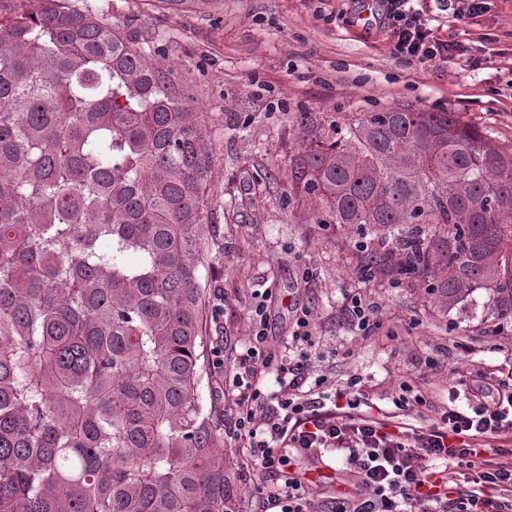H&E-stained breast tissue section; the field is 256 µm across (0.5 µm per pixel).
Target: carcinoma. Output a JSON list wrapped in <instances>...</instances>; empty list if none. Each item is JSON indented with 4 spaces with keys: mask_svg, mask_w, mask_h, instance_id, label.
<instances>
[{
    "mask_svg": "<svg viewBox=\"0 0 512 512\" xmlns=\"http://www.w3.org/2000/svg\"><path fill=\"white\" fill-rule=\"evenodd\" d=\"M37 3L0 0V512H228L206 117L98 14ZM293 123L303 223L391 244L363 273L430 280L450 318L512 320V145L402 103Z\"/></svg>",
    "mask_w": 512,
    "mask_h": 512,
    "instance_id": "carcinoma-1",
    "label": "carcinoma"
}]
</instances>
